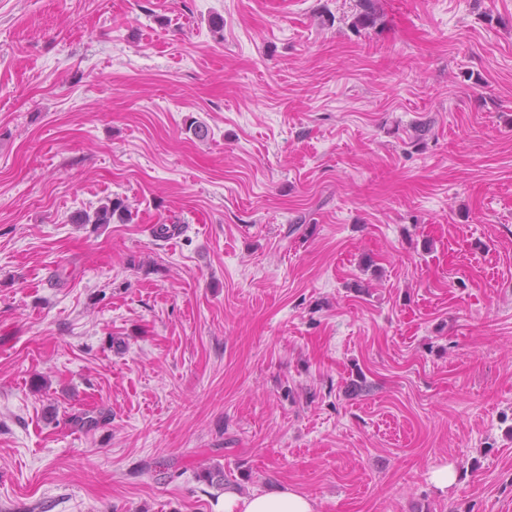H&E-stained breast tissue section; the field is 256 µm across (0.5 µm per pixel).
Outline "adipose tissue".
<instances>
[{
	"mask_svg": "<svg viewBox=\"0 0 512 512\" xmlns=\"http://www.w3.org/2000/svg\"><path fill=\"white\" fill-rule=\"evenodd\" d=\"M215 512H316V505L310 496L286 485L248 494L230 485Z\"/></svg>",
	"mask_w": 512,
	"mask_h": 512,
	"instance_id": "adipose-tissue-1",
	"label": "adipose tissue"
}]
</instances>
